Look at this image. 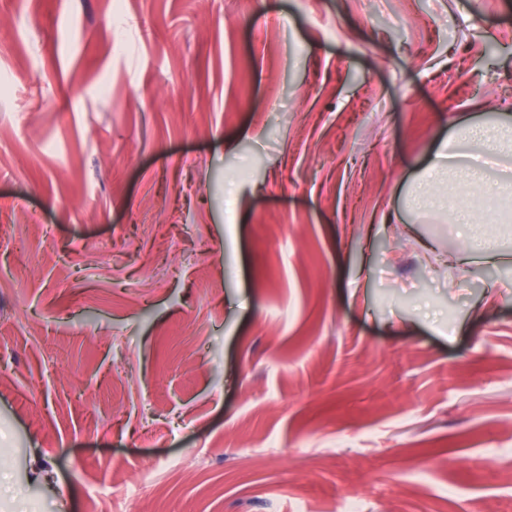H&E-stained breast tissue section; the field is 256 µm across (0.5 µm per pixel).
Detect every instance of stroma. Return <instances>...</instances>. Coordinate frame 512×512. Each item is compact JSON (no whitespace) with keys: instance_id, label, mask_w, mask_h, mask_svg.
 I'll return each mask as SVG.
<instances>
[{"instance_id":"stroma-1","label":"stroma","mask_w":512,"mask_h":512,"mask_svg":"<svg viewBox=\"0 0 512 512\" xmlns=\"http://www.w3.org/2000/svg\"><path fill=\"white\" fill-rule=\"evenodd\" d=\"M2 84L0 512H512V261L405 204L512 0H0Z\"/></svg>"}]
</instances>
